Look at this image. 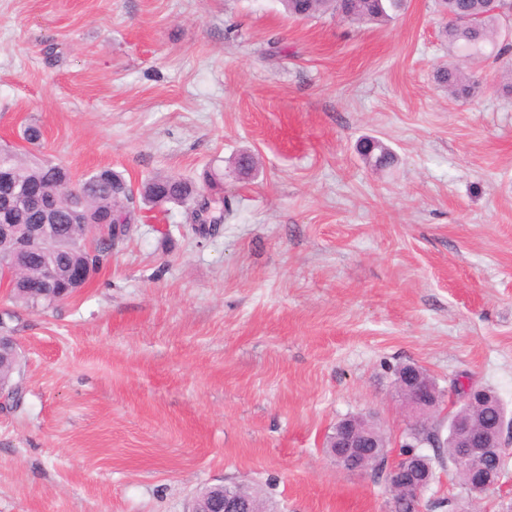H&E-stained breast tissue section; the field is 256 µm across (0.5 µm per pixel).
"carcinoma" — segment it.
<instances>
[{
	"label": "carcinoma",
	"instance_id": "1",
	"mask_svg": "<svg viewBox=\"0 0 512 512\" xmlns=\"http://www.w3.org/2000/svg\"><path fill=\"white\" fill-rule=\"evenodd\" d=\"M288 16L308 18L317 14H329L341 21L351 23H382L395 18L405 9V0H281ZM440 11L450 17L460 15L468 21L455 23L447 21L443 27L444 36L455 50L457 57L471 60L484 56L507 59L502 71L501 90L512 94V40H503L504 30L512 25L505 14L495 11L488 0H439ZM439 84L448 88V93L459 100H468L478 92V80L469 75L457 63L441 67L436 74ZM362 154L375 167H386L392 161L390 150L377 140L364 141ZM10 177L7 182L0 181V196L14 194L23 185L39 183L57 198V210L46 234L49 246L33 252L16 264L17 273L11 279L9 287L13 297L33 310L51 307L56 300L51 297H38L24 285L27 277H38L51 270L55 277V287L69 289L74 295L79 288L73 287L68 279L71 268L88 265L99 272L110 263L112 253L124 240L112 241V232H102L101 219L107 223L126 224L129 236L132 225L139 219L141 206L149 209L166 210L173 204L187 210L189 223L194 231L207 236L217 231L224 223V210L227 201L218 192L204 194L196 185L185 178L171 175H156L133 187L121 173L110 167L91 172L78 179L68 172L55 170L52 162L32 155L27 149L5 145L0 147V174ZM78 206L86 221L71 224L69 211ZM20 361L14 358H0V380L12 383L13 376L19 371ZM457 411L475 416L489 428H494L505 418L504 407L497 397L481 406L459 403ZM444 447L433 449V459L442 462H454L458 453L453 440L443 438ZM474 466L485 470L496 468L495 460L474 461L468 466H453L460 487L467 488L469 472ZM389 512H421L418 500L406 499L401 491L390 490Z\"/></svg>",
	"mask_w": 512,
	"mask_h": 512
}]
</instances>
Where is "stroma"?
I'll return each mask as SVG.
<instances>
[{
    "mask_svg": "<svg viewBox=\"0 0 512 512\" xmlns=\"http://www.w3.org/2000/svg\"><path fill=\"white\" fill-rule=\"evenodd\" d=\"M436 0L390 22L294 19L280 0H0V142L132 185L223 174L212 236L183 208L133 225L76 295L33 311L0 394V512H189L250 483L278 512H387L384 480L327 454L372 413L399 452L393 373L468 375L512 418V96L501 63L457 101ZM396 155L384 169L363 137ZM252 154L257 170L239 176ZM428 499L463 497L451 464Z\"/></svg>",
    "mask_w": 512,
    "mask_h": 512,
    "instance_id": "obj_1",
    "label": "stroma"
}]
</instances>
